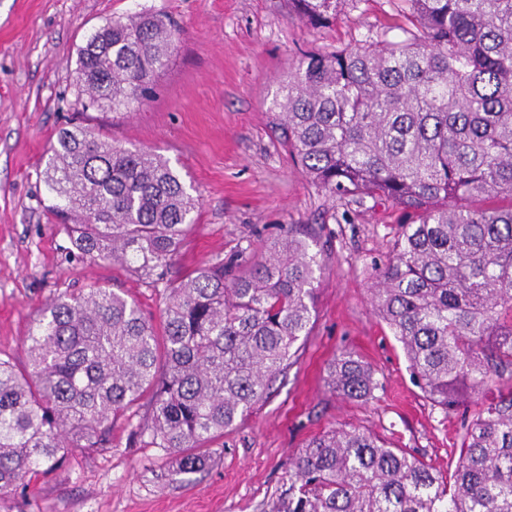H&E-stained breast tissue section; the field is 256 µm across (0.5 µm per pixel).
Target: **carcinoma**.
<instances>
[{
    "instance_id": "carcinoma-1",
    "label": "carcinoma",
    "mask_w": 512,
    "mask_h": 512,
    "mask_svg": "<svg viewBox=\"0 0 512 512\" xmlns=\"http://www.w3.org/2000/svg\"><path fill=\"white\" fill-rule=\"evenodd\" d=\"M326 25L353 0H292ZM414 28L308 52L281 82L271 123L308 180L348 206L400 209L371 301L401 344L414 381L442 411L512 379V0H402ZM176 29L135 15L79 49L86 107L127 108L151 89ZM50 213L81 256L130 264L165 283L163 320L100 285L46 303L28 336L29 370L0 358V491L99 448L141 400L149 445L179 474L245 419L309 334L323 249L290 224L260 250L236 247L167 278L199 199L151 149L60 129L49 148ZM329 388L367 401L381 387L351 352L328 365ZM444 472L373 432L332 427L290 460L273 512H512V385L460 427Z\"/></svg>"
}]
</instances>
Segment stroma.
Wrapping results in <instances>:
<instances>
[{"instance_id": "35a3bbf8", "label": "stroma", "mask_w": 512, "mask_h": 512, "mask_svg": "<svg viewBox=\"0 0 512 512\" xmlns=\"http://www.w3.org/2000/svg\"><path fill=\"white\" fill-rule=\"evenodd\" d=\"M170 18L179 31L147 100L88 109L75 83L77 52L109 19ZM408 20L393 0H354L336 21H302L292 0H0V358L28 364L25 337L41 308L96 283L134 299L159 322L162 285L102 259L70 255L52 223L44 182L57 130L74 122L127 148H150L186 173L200 205L169 273L177 278L289 224L324 247L316 318L295 363L237 426L206 446V463L176 475L150 447L140 402L114 421L105 447L0 493V512H271L288 463L327 428L368 429L447 469L460 413L444 414L413 382L400 343L372 311L369 286L403 214L387 204L344 206L318 192L269 126L268 113L305 52L332 51ZM368 362L382 387L349 400L327 385L340 352Z\"/></svg>"}]
</instances>
